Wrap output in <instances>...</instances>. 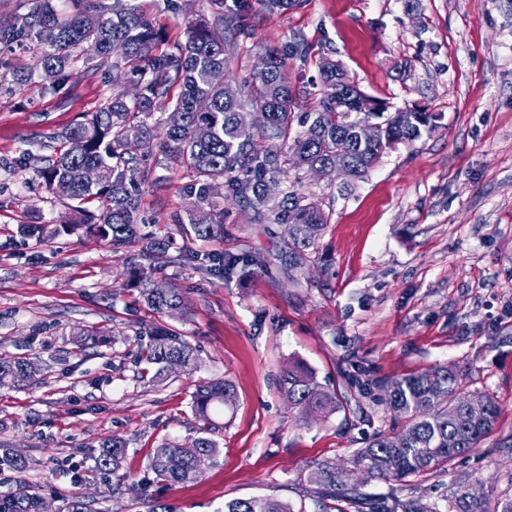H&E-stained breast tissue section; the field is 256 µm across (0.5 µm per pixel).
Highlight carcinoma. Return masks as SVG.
<instances>
[{"mask_svg":"<svg viewBox=\"0 0 512 512\" xmlns=\"http://www.w3.org/2000/svg\"><path fill=\"white\" fill-rule=\"evenodd\" d=\"M73 13L62 12L53 0H37L34 11L0 25V42L36 35L39 50L32 67L13 74L17 84L39 79L45 93L57 91L78 62L96 73L105 68L123 73L139 88L138 97L112 95L95 112L83 115L73 126L55 132L54 154L34 156L22 152L14 164L35 166L38 177L54 195L67 202L63 223L85 227L118 252L133 241H143L140 258L130 262L129 286L153 313L162 316L184 308L182 289L172 284L166 291L154 288L155 264L194 263L201 271L230 278L265 262L245 253L185 252L167 257L168 241L140 233L144 224L141 199L149 182L151 158L141 150L155 128L167 129L164 159L186 170L183 188L187 203L172 214L182 234L196 240L224 238V209L229 197L252 213L258 224L284 227L288 259L301 260L316 249L328 216L299 188V178L281 185V177L313 165L340 162L350 183L363 180L393 147L410 143L431 126L433 117L412 108L389 112L353 84L343 64L327 60L321 66L316 105L310 112H294L299 91L285 68V54L268 47L267 66L255 72L246 85L226 78L237 34L245 23L224 20V0H199L200 12L209 16L191 20L186 40L176 50L164 48L166 31L149 20L139 6L124 0H77ZM243 111L253 114V124H239ZM376 127V137L366 142L364 123ZM299 125L296 132L293 125ZM348 154L336 157V146ZM81 167L99 172L96 184L86 186L75 177ZM135 335L147 338L139 362L155 385L168 381L169 359L180 358L185 372L199 367V350L185 335L162 323L139 325ZM39 372L25 356L0 357V387L23 388ZM281 385L302 417L333 410L336 397L326 392L313 372L296 361L288 363ZM233 384L222 378L200 382L192 393V409L202 430L215 429L213 414L235 403ZM383 404L395 415L392 430L377 434L353 456V468L370 476L403 480L429 471H445L468 455L494 429L500 408L489 395L464 388L463 373L454 365L394 379L384 386ZM220 448L216 440L201 436L189 446L162 443L150 457L137 486L183 484L200 479L215 463ZM127 455L125 440L103 441L94 458L100 472L118 470ZM22 472L27 461L10 448H0V470ZM316 485V501H345L354 512H439L436 505L395 498L377 506L356 486L345 483L329 463H316L309 474ZM469 478L454 482L448 495V512H488L483 501L468 493ZM43 497L36 493L0 494V512H40ZM66 512H100L93 502L75 494ZM224 512H305L268 498L236 499Z\"/></svg>","mask_w":512,"mask_h":512,"instance_id":"cac0c4a2","label":"carcinoma"}]
</instances>
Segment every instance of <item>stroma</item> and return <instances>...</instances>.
<instances>
[{
  "label": "stroma",
  "instance_id": "1",
  "mask_svg": "<svg viewBox=\"0 0 512 512\" xmlns=\"http://www.w3.org/2000/svg\"><path fill=\"white\" fill-rule=\"evenodd\" d=\"M184 41L194 0H136ZM226 14L246 15L229 76L250 79L265 48L303 41L288 56L301 95L296 112L314 104L313 83L325 59L391 108L421 106L434 126L384 156L367 177L341 193L340 182L303 174L329 222L295 279L282 272L280 228L255 224L225 202L224 236L187 241L172 224L187 182L183 168L156 167L164 192L145 187L142 212L170 241V255L247 252L267 266L223 278L189 265H161L159 278L185 290L183 313L164 317L200 349L201 368L163 385L140 381L137 324L158 320L125 286L124 262L138 246L113 252L107 242L63 230L66 207L34 169L13 167L22 150L38 154L46 134L96 111L126 90L115 73L75 66L64 88L16 86L36 40L0 44V354L34 357L36 384L0 387V446L29 460L27 471H0V492H38L52 512L80 492L100 512H148L161 498L174 512H222L233 499L265 497L311 503L314 463L351 469L355 451L390 430L394 415L379 404L381 382L457 365L467 389L500 406L493 432L460 470L402 481L365 478L368 498L412 497L445 507L457 473L470 475L493 506L512 498V0H228ZM36 220L43 238H25ZM109 332L110 342L81 344L78 326ZM300 361L336 394L335 408L305 421L279 386L282 368ZM221 376L236 402L215 415L220 455L194 482L133 484L162 442L198 435L190 409L199 382ZM128 443L122 469L100 473L102 440Z\"/></svg>",
  "mask_w": 512,
  "mask_h": 512
}]
</instances>
